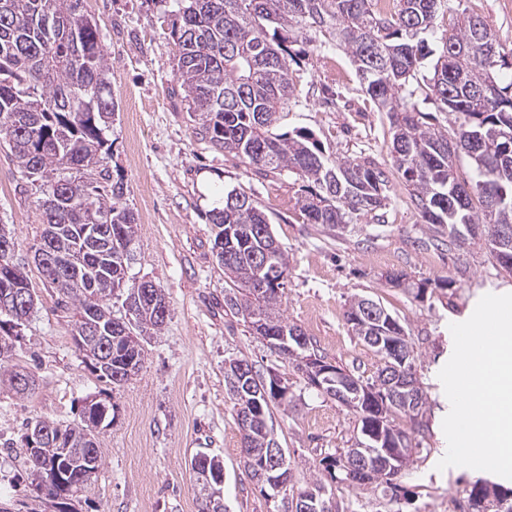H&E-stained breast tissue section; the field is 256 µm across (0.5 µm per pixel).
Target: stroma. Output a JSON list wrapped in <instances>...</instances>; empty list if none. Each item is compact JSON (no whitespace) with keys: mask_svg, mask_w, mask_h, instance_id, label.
I'll return each mask as SVG.
<instances>
[{"mask_svg":"<svg viewBox=\"0 0 512 512\" xmlns=\"http://www.w3.org/2000/svg\"><path fill=\"white\" fill-rule=\"evenodd\" d=\"M460 6L493 26L512 47V0H461ZM167 0H83L101 31L117 111L104 164L126 186L136 244L128 275L163 289L169 315L161 331L144 336V365L113 392L117 417L99 434L103 465L74 501L75 512H197L190 460L199 452L224 462L226 512H268L241 462V433L224 386V364L239 358L277 369L295 406L275 410L279 443L292 463V482L321 479L338 512H469V491L485 479L512 488V479L463 467L437 470L447 450L442 420L450 409L438 378L453 351L450 324L467 320L489 293H512L506 275L479 242L458 250L430 246L432 232L392 182L386 221L361 224L339 238L306 223L297 200L302 183L291 173L265 174L202 139L176 76L177 47ZM299 89L282 114L279 132L306 131L329 161L369 158L391 170L388 123L362 92L349 55L326 43L302 46L291 62ZM243 188L268 215L288 257L282 311L302 328L327 361L371 378L380 359L355 336L345 318L350 300L379 301L408 333L414 371L427 400L418 447L398 479V497L382 487L331 480L326 454L356 443L359 419L335 399L310 388L301 373L224 313V270L214 246L211 210L224 192ZM38 185L22 177L14 156L0 147V224L16 239L38 295L33 315L14 344L13 360L36 376L31 394L0 381V512H55L50 502L16 493L26 483L25 423L33 417L68 424L105 385L83 363L73 343L74 311L44 285L30 249L42 224ZM428 283L416 300L390 283L393 274ZM456 276L453 289L437 280Z\"/></svg>","mask_w":512,"mask_h":512,"instance_id":"stroma-1","label":"stroma"}]
</instances>
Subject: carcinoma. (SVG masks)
I'll use <instances>...</instances> for the list:
<instances>
[{"instance_id":"1","label":"carcinoma","mask_w":512,"mask_h":512,"mask_svg":"<svg viewBox=\"0 0 512 512\" xmlns=\"http://www.w3.org/2000/svg\"><path fill=\"white\" fill-rule=\"evenodd\" d=\"M82 0H0V144L16 158L22 176L39 184L38 198L43 233L53 232L58 243L77 245L80 230L99 224L111 241L107 250L84 255L82 268L91 278L110 274L114 255L132 256L135 218L123 202L124 183L113 179L102 164L109 150L107 132L115 104L109 89V66L98 24L82 13ZM171 34L178 46L177 77L189 111L198 117L199 130L208 142L231 152L250 167L279 174L288 171L305 183L298 203L307 223L335 236L351 233L366 221L385 223L390 185L374 161L363 158L328 162L312 136L275 134L283 110L296 91L289 59L290 46L310 44L312 34L327 33L349 54L362 91L376 111L385 114L389 127V153L399 183L430 225L436 246L462 249L474 237L459 238L453 225L477 224L484 241L512 226V48H505L491 25L479 16H448V0H392L388 13L378 0H172ZM440 33L441 50L430 75H423L430 57L427 35ZM434 111L451 116L450 126L428 121ZM465 153L473 175L459 170L456 159ZM214 241L228 235L245 237L246 247L231 253L224 263L227 287L224 312L248 325L264 340L279 335L289 322L279 312L285 289L287 257L271 249L275 236L259 203L242 189L224 193V203L210 214ZM271 250L265 267L254 264L251 254ZM11 255L0 253V291L12 285ZM263 278L270 294L259 298L250 285ZM50 287L75 307V325L94 322L103 328L114 316L108 301L87 291V284L65 271L43 276ZM153 299L140 303L135 338L159 330ZM354 299L345 313L354 335L380 356L383 366L365 382L374 399L353 409L365 442L378 430H396L403 447H412L420 433L419 411L395 406L385 388L384 373L396 358L406 359L404 369L419 398L426 393L413 372V349L404 327L393 345L367 340L354 314ZM11 333L0 334V368L13 377L31 372L12 363ZM133 358L125 347L112 350L107 364L92 366L96 378L117 388L115 373ZM252 387L267 389L268 398L253 406L255 418L242 434L241 452L266 447L275 437L273 408L288 412L292 395L279 393L269 373L247 363ZM224 385L236 417L244 412L235 393L233 371H224ZM401 416L413 424L406 431L394 424ZM112 423L110 414L88 411L73 424L51 422L52 438L35 451L25 452L29 485L67 505L88 487L103 462L96 429ZM73 439L62 481L41 484V474L58 456L57 440ZM94 454L92 471L86 458ZM398 473L378 467L368 483L397 489ZM325 487L316 479L279 499L280 512H304L301 499ZM512 496L476 481L469 493L470 512H493L490 493Z\"/></svg>"}]
</instances>
